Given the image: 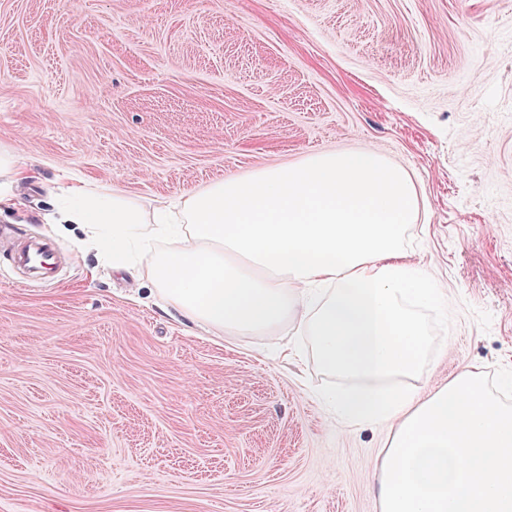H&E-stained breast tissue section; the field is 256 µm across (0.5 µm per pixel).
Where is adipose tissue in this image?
<instances>
[{"instance_id": "ef3b65f1", "label": "adipose tissue", "mask_w": 512, "mask_h": 512, "mask_svg": "<svg viewBox=\"0 0 512 512\" xmlns=\"http://www.w3.org/2000/svg\"><path fill=\"white\" fill-rule=\"evenodd\" d=\"M58 225H81L115 271L133 243L182 317L216 332L311 336L322 368L349 380L330 402L348 425L384 424L368 477L380 512H512V406L467 367L430 391L409 385L427 336L414 312L448 294L404 259L418 209L409 175L373 150L320 153L227 178L194 195L183 223L90 184L67 189Z\"/></svg>"}]
</instances>
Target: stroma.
I'll return each mask as SVG.
<instances>
[{"label":"stroma","instance_id":"1","mask_svg":"<svg viewBox=\"0 0 512 512\" xmlns=\"http://www.w3.org/2000/svg\"><path fill=\"white\" fill-rule=\"evenodd\" d=\"M0 144L29 180L0 227V512H379L386 426L339 423L308 337L167 313L149 259L113 272L47 215L69 170L145 218L228 177L371 149L415 182V385L469 365L512 405V0H0ZM60 254V250L45 238L25 237L12 243V268L15 272L24 268L38 280L50 279L59 267Z\"/></svg>","mask_w":512,"mask_h":512}]
</instances>
